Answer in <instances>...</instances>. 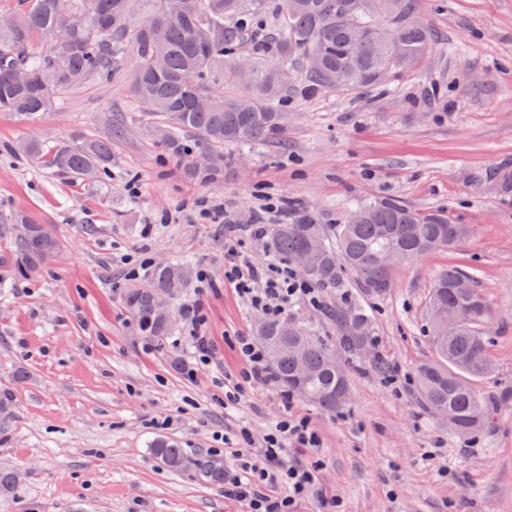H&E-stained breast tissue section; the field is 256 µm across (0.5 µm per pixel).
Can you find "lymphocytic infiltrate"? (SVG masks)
<instances>
[{
  "mask_svg": "<svg viewBox=\"0 0 512 512\" xmlns=\"http://www.w3.org/2000/svg\"><path fill=\"white\" fill-rule=\"evenodd\" d=\"M224 279L233 284L244 306L270 318L285 316L296 303L318 308L321 293L310 287L288 265L271 260L253 264L240 244L228 245L224 252ZM241 367L224 375V402L237 404L242 392L251 386L272 382L266 356L252 337L235 339ZM282 414L262 443H255L249 428L242 427L232 442L240 452V467L225 472L224 494L245 502L248 512H296L299 501L308 497L318 483L320 462L293 463L286 459V444L299 448L319 445L309 421L294 414V398L280 392Z\"/></svg>",
  "mask_w": 512,
  "mask_h": 512,
  "instance_id": "1",
  "label": "lymphocytic infiltrate"
}]
</instances>
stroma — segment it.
Returning a JSON list of instances; mask_svg holds the SVG:
<instances>
[{"instance_id": "stroma-1", "label": "stroma", "mask_w": 512, "mask_h": 512, "mask_svg": "<svg viewBox=\"0 0 512 512\" xmlns=\"http://www.w3.org/2000/svg\"><path fill=\"white\" fill-rule=\"evenodd\" d=\"M442 34L419 71L361 94L327 90L290 98L282 142L225 145L217 176L190 175L131 109L134 56L110 82L61 92L29 121L0 112V393L14 419L0 432V467L24 473L0 512H246L194 470L167 471L150 450L167 436L189 455L224 445L239 426L262 440L281 408L277 387L224 405V374L239 368L236 336L248 314L224 281V242L252 223L265 195L311 207L336 224L352 203L394 198L447 210L468 235L455 249L396 267L388 295L367 300L371 343L347 361V401L323 412L296 400L319 433L320 493L298 512H512V0H422ZM122 134L109 133L111 123ZM111 136L112 185L98 190L32 166L13 145ZM217 200L216 222L197 204ZM51 225L61 251L17 276L4 228L15 212ZM183 260L206 269L182 307L203 304L217 363L195 366L179 321L165 346L140 333L122 304L123 259ZM451 266L475 270L490 302L493 371L478 389L493 425L460 438L421 404L414 378L432 347L424 332L432 282ZM396 374L399 389L384 386Z\"/></svg>"}]
</instances>
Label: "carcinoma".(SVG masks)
Here are the masks:
<instances>
[{"instance_id":"1","label":"carcinoma","mask_w":512,"mask_h":512,"mask_svg":"<svg viewBox=\"0 0 512 512\" xmlns=\"http://www.w3.org/2000/svg\"><path fill=\"white\" fill-rule=\"evenodd\" d=\"M148 12L133 46V110L145 113L153 131L179 160L190 143L201 152L188 169L198 176L215 174V152L226 143L269 141L287 127L284 103L301 86L308 95L326 89L359 93L378 87L393 74L418 69L431 55L436 38L417 20L421 0H279V19L263 25L264 0H26L0 25V112L35 120L57 105V93L88 79L108 82L127 51V32L138 5ZM89 22L73 26L71 18ZM44 39L37 45L36 37ZM23 66L28 80L14 71ZM231 80L239 91L226 94L217 83ZM112 137L78 136L68 143L36 139L13 151L92 187L112 181ZM354 224H323L315 212L288 202V221L275 224L269 239L273 257L294 265L308 261L303 279L313 288L331 290L344 300L334 311L339 336L330 342L311 335L287 317L254 324L253 335L266 350L276 381L324 411L344 402L347 379L336 375L340 356L368 343L370 315L351 290L384 297L389 272L376 258L393 252L409 262L451 249L466 228L453 224L442 209H419L397 199L356 207ZM15 224L36 231L13 236L12 262L25 275L51 259L61 243L47 224L23 213ZM477 275L451 266L435 278L429 292L426 325L434 359L415 372L417 394L434 415H448V429L460 436L493 424V404L477 382L491 373L489 341L484 332L489 307L476 285ZM193 281L184 262L155 263L148 285L123 296L139 330L158 343L174 326L156 312L160 292L177 300ZM150 448L172 472L193 468L209 481L224 482V463L211 454L188 456L180 442L161 437ZM21 478L0 468V498L14 495Z\"/></svg>"}]
</instances>
